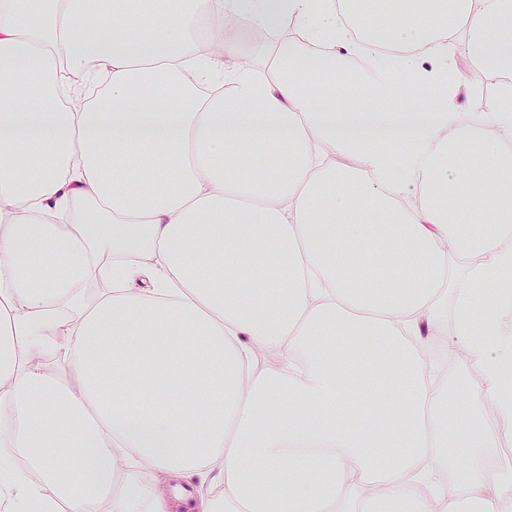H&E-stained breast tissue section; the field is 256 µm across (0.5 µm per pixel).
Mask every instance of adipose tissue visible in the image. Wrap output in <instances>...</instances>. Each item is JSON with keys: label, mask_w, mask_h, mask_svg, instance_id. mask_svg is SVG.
<instances>
[{"label": "adipose tissue", "mask_w": 512, "mask_h": 512, "mask_svg": "<svg viewBox=\"0 0 512 512\" xmlns=\"http://www.w3.org/2000/svg\"><path fill=\"white\" fill-rule=\"evenodd\" d=\"M126 3L0 0V503L512 512V465L484 460L512 430V0H390L378 29L351 0ZM283 14L298 34L240 64ZM457 46L500 77L476 114L440 85ZM326 92L378 109L349 130ZM450 309L464 412L426 360ZM211 464L182 498L118 482Z\"/></svg>", "instance_id": "adipose-tissue-1"}]
</instances>
